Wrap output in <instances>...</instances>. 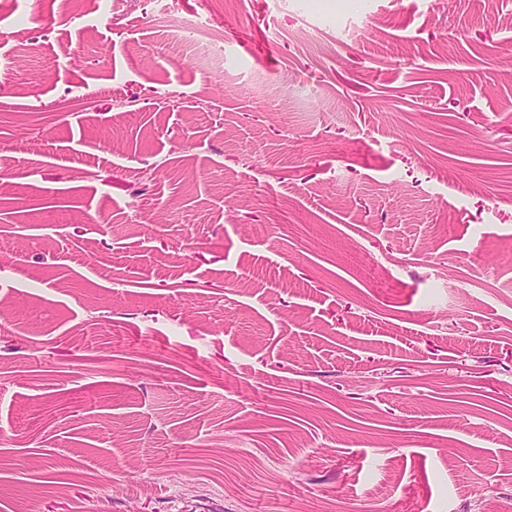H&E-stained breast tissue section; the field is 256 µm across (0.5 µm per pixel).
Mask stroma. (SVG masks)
<instances>
[{
  "mask_svg": "<svg viewBox=\"0 0 512 512\" xmlns=\"http://www.w3.org/2000/svg\"><path fill=\"white\" fill-rule=\"evenodd\" d=\"M0 512H512V0H0Z\"/></svg>",
  "mask_w": 512,
  "mask_h": 512,
  "instance_id": "stroma-1",
  "label": "stroma"
}]
</instances>
